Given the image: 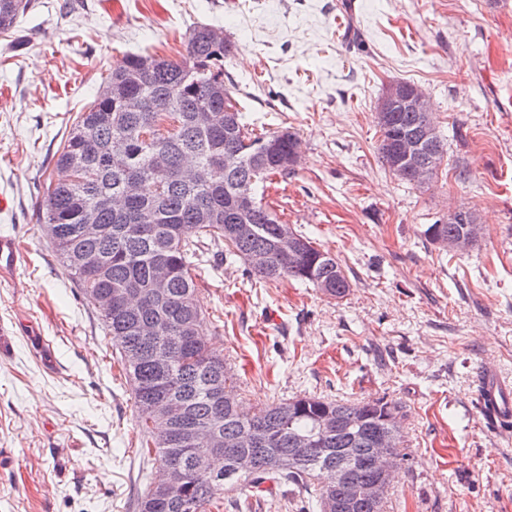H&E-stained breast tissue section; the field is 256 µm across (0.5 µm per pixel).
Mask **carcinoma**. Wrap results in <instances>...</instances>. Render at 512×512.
Here are the masks:
<instances>
[{
	"instance_id": "1",
	"label": "carcinoma",
	"mask_w": 512,
	"mask_h": 512,
	"mask_svg": "<svg viewBox=\"0 0 512 512\" xmlns=\"http://www.w3.org/2000/svg\"><path fill=\"white\" fill-rule=\"evenodd\" d=\"M34 0H0V35L9 37L17 19ZM211 27H193L178 60L131 54L105 78L95 99L79 113L57 152L55 166L69 177L47 187L42 203L44 231L67 271L100 313L106 334L120 353L143 430L145 457H160L137 504L138 512H209L213 495L228 484L256 490L267 481L307 496V509H322L331 489L330 472L355 459L352 480L374 475L367 431L385 415L401 425L402 406L384 398L343 402L297 396L256 411L238 405V394L224 357L200 336L205 314L196 295L199 275L193 259L201 237L224 241L258 279H294L331 297H342L350 282L335 257L299 233L292 252L278 248L287 225L258 197L257 186L283 170L270 145L296 148L295 134L280 130L249 132L224 86V59L230 40H212ZM224 88V95L213 93ZM232 109L224 125V108ZM161 108L176 124L156 140L141 139L147 118ZM425 118L394 112L380 125L381 162L393 170L401 140L415 136ZM427 149L434 166L427 174L399 179L420 188L430 185L448 154V143L433 127ZM246 183L251 201L237 202V186ZM98 214L101 231L82 232L85 211ZM152 221L139 222L141 214ZM477 216L458 207L448 218L428 225L426 237L452 242L471 233ZM182 409L171 420L158 404ZM241 434H257L264 443L238 448ZM316 442L305 459L281 468L297 439ZM254 459L250 472H236L235 456ZM224 465L214 471L211 459ZM185 474V495L169 497L162 473Z\"/></svg>"
}]
</instances>
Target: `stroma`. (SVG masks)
<instances>
[{"mask_svg": "<svg viewBox=\"0 0 512 512\" xmlns=\"http://www.w3.org/2000/svg\"><path fill=\"white\" fill-rule=\"evenodd\" d=\"M197 24L236 44L224 82L245 126L297 136L266 201L351 284L264 282L203 239L202 332L243 405L397 401L411 465L386 512H512V428L483 420L474 386L487 364L512 375V0H36L20 15L23 48L0 39V235L23 250L0 277V512H137L159 465L39 207L104 77L131 52L178 59ZM395 81L422 89L448 141L425 189L379 160ZM460 205L483 227L465 252L424 234Z\"/></svg>", "mask_w": 512, "mask_h": 512, "instance_id": "stroma-1", "label": "stroma"}]
</instances>
